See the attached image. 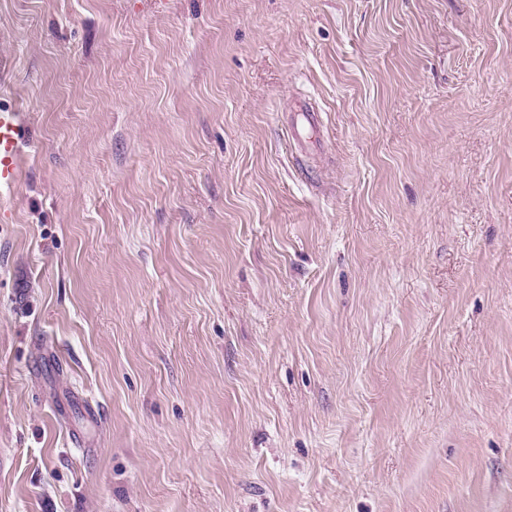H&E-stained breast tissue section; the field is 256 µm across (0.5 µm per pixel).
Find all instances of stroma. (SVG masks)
Listing matches in <instances>:
<instances>
[{"mask_svg": "<svg viewBox=\"0 0 512 512\" xmlns=\"http://www.w3.org/2000/svg\"><path fill=\"white\" fill-rule=\"evenodd\" d=\"M0 109V512H512V0H0ZM25 138V128L18 112L0 111V187L15 182L18 144Z\"/></svg>", "mask_w": 512, "mask_h": 512, "instance_id": "1", "label": "stroma"}]
</instances>
